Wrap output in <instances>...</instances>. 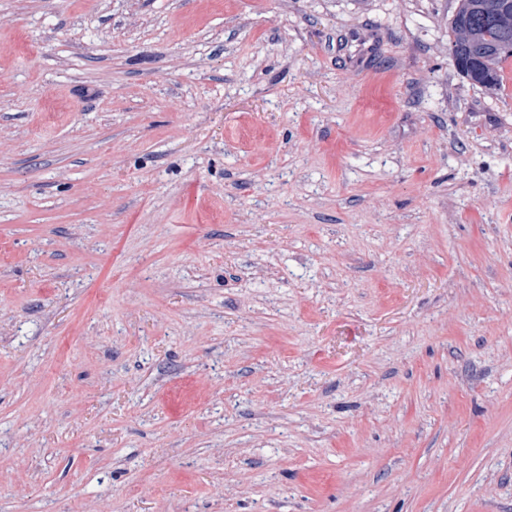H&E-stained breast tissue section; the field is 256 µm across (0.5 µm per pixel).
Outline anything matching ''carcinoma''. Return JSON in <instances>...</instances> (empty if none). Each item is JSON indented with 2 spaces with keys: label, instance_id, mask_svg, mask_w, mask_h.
<instances>
[{
  "label": "carcinoma",
  "instance_id": "1",
  "mask_svg": "<svg viewBox=\"0 0 512 512\" xmlns=\"http://www.w3.org/2000/svg\"><path fill=\"white\" fill-rule=\"evenodd\" d=\"M449 54L473 84L501 88L503 63L512 59V0H457Z\"/></svg>",
  "mask_w": 512,
  "mask_h": 512
}]
</instances>
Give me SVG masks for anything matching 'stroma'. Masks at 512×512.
<instances>
[{
    "label": "stroma",
    "instance_id": "1",
    "mask_svg": "<svg viewBox=\"0 0 512 512\" xmlns=\"http://www.w3.org/2000/svg\"><path fill=\"white\" fill-rule=\"evenodd\" d=\"M455 7L0 0V512H512Z\"/></svg>",
    "mask_w": 512,
    "mask_h": 512
}]
</instances>
